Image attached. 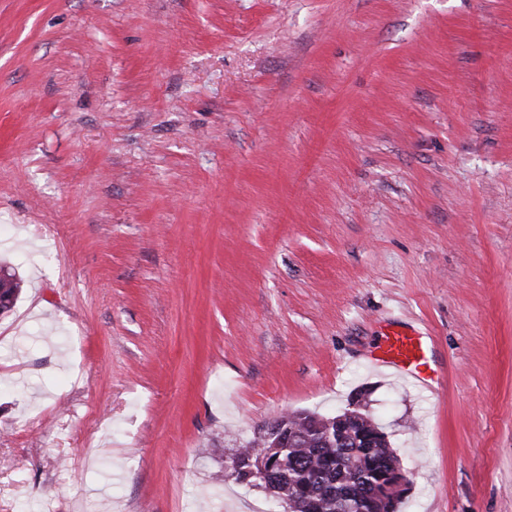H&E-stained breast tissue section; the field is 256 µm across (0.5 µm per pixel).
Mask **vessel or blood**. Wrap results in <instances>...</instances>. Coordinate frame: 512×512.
I'll list each match as a JSON object with an SVG mask.
<instances>
[{
	"instance_id": "vessel-or-blood-1",
	"label": "vessel or blood",
	"mask_w": 512,
	"mask_h": 512,
	"mask_svg": "<svg viewBox=\"0 0 512 512\" xmlns=\"http://www.w3.org/2000/svg\"><path fill=\"white\" fill-rule=\"evenodd\" d=\"M368 360L383 374L434 393L438 373L433 366L429 337L406 328H393L374 338Z\"/></svg>"
}]
</instances>
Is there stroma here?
<instances>
[{
    "instance_id": "obj_1",
    "label": "stroma",
    "mask_w": 512,
    "mask_h": 512,
    "mask_svg": "<svg viewBox=\"0 0 512 512\" xmlns=\"http://www.w3.org/2000/svg\"><path fill=\"white\" fill-rule=\"evenodd\" d=\"M0 263V512H282L220 450L360 393L512 512V0H0ZM22 290L21 279L0 264V315L9 313ZM368 360L371 367L433 394L438 373L433 367L429 337L406 328H392L376 336Z\"/></svg>"
}]
</instances>
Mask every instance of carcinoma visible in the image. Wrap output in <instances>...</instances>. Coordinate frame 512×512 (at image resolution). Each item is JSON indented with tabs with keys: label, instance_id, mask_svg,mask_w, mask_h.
Wrapping results in <instances>:
<instances>
[{
	"label": "carcinoma",
	"instance_id": "1",
	"mask_svg": "<svg viewBox=\"0 0 512 512\" xmlns=\"http://www.w3.org/2000/svg\"><path fill=\"white\" fill-rule=\"evenodd\" d=\"M22 290L21 280L0 265V315L9 313ZM358 432L361 424L373 419L357 409H347L334 417L298 411L282 414L263 427L285 425L291 429L288 445L264 446L253 437L228 456L225 469L235 482L246 483L244 469L260 460L272 464L266 482L257 487L267 491L283 512H398L399 502L375 500L377 473L401 461L386 436L364 445L351 436L327 438L337 424Z\"/></svg>",
	"mask_w": 512,
	"mask_h": 512
}]
</instances>
